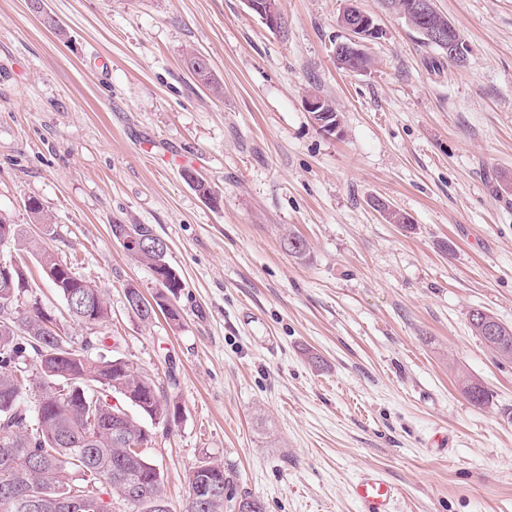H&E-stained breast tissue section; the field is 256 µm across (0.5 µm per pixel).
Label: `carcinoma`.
I'll return each instance as SVG.
<instances>
[{"label": "carcinoma", "mask_w": 512, "mask_h": 512, "mask_svg": "<svg viewBox=\"0 0 512 512\" xmlns=\"http://www.w3.org/2000/svg\"><path fill=\"white\" fill-rule=\"evenodd\" d=\"M387 7L417 33L422 43L445 52L447 45L429 40L421 28L415 4L421 0H385ZM189 69L201 80L221 92L222 87L210 67L189 57ZM59 266L58 277L51 280L65 301L74 320L101 326L109 310L98 287L78 277L67 265ZM12 287H0V448H14L17 465L25 470V481L5 486L0 471V512H29L25 506L29 494L38 496L36 512H87L82 501L100 502L97 512H112L117 499L130 506L129 512H157L150 497L130 501L125 487L145 481L152 463L135 452L144 440L140 419L127 414L130 405L146 418L152 414L172 416L170 404L159 396L151 378L139 368L129 369L118 357L97 352L85 356L84 346L74 347L69 337L48 326L40 311L19 310L24 294L33 291L27 265L12 272ZM162 291L155 297L158 307L165 306V293L176 295L183 288L178 273L168 268ZM96 301L92 320L82 319L75 298ZM34 362L37 378L46 384L62 386L66 394L36 405L23 397L26 376L23 365ZM464 393L469 400L483 406L490 394L479 383L466 378ZM118 400L115 405L112 400ZM64 437L54 440V435ZM212 480L221 488L233 484V475L224 465L208 462ZM70 498L73 508L63 510L61 500ZM188 512H224V496L203 505L190 499Z\"/></svg>", "instance_id": "1"}]
</instances>
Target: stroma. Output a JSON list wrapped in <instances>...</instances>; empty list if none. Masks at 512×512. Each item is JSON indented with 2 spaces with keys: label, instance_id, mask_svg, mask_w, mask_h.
I'll return each mask as SVG.
<instances>
[{
  "label": "stroma",
  "instance_id": "obj_1",
  "mask_svg": "<svg viewBox=\"0 0 512 512\" xmlns=\"http://www.w3.org/2000/svg\"><path fill=\"white\" fill-rule=\"evenodd\" d=\"M355 1L380 32L362 72L336 62L348 0H279L278 31L245 0H45L59 33L0 0V216L36 238L25 203H41L50 250L104 296L108 355L176 406L143 448L172 512L205 460L266 512H361L368 469L397 486L393 512H512V360L469 322L512 325V0H434L460 66L382 0ZM309 94L334 102L339 134L317 130ZM117 223L167 241L179 320L128 309L127 285L159 288ZM27 264L42 306L90 335Z\"/></svg>",
  "mask_w": 512,
  "mask_h": 512
}]
</instances>
